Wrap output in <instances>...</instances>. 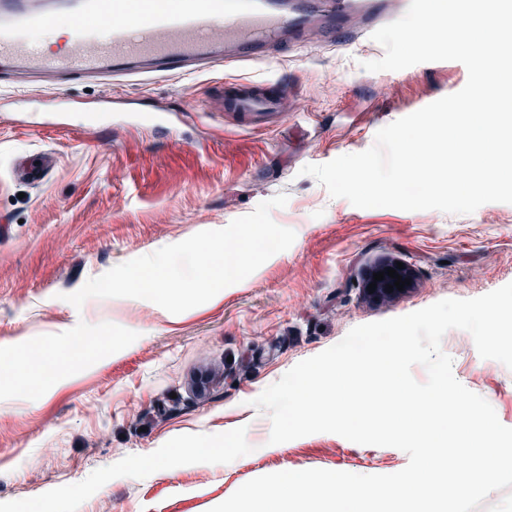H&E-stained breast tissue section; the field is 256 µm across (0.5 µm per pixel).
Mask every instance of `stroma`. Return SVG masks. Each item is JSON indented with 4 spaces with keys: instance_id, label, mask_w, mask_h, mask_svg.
Wrapping results in <instances>:
<instances>
[{
    "instance_id": "obj_1",
    "label": "stroma",
    "mask_w": 512,
    "mask_h": 512,
    "mask_svg": "<svg viewBox=\"0 0 512 512\" xmlns=\"http://www.w3.org/2000/svg\"><path fill=\"white\" fill-rule=\"evenodd\" d=\"M305 42L234 70L132 80L126 93L143 100L137 125L107 111L111 80L81 78L25 89L31 112L68 98L66 128L21 125L15 88L0 81V357L28 376L15 391L0 374V512H210L265 474L407 465L397 448L332 433L270 443V420L253 401L355 326L512 282V204L452 215L330 197L303 166L367 150L379 129L461 90L468 72L457 61L365 71L362 62L384 54L367 35L333 46L309 31ZM235 78L281 83L277 128L199 117ZM164 111L181 112L182 134L151 133V115ZM37 151L57 160L47 181L12 180L13 159ZM280 193L288 203L271 216L294 243L221 300L180 314L141 299L66 302L114 266L224 228ZM382 259L409 264L412 288L368 295L365 274ZM441 347L457 380L512 427V370L481 358L463 330ZM231 437L241 449L222 458ZM200 444L213 458L193 455Z\"/></svg>"
}]
</instances>
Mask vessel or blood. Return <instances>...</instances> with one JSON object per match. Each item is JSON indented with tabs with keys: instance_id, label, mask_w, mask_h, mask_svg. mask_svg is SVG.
I'll list each match as a JSON object with an SVG mask.
<instances>
[{
	"instance_id": "b4317fda",
	"label": "vessel or blood",
	"mask_w": 512,
	"mask_h": 512,
	"mask_svg": "<svg viewBox=\"0 0 512 512\" xmlns=\"http://www.w3.org/2000/svg\"><path fill=\"white\" fill-rule=\"evenodd\" d=\"M410 0H68L63 10L38 0H0V72L152 80L199 70L233 69L300 43L311 23L337 42L353 17L365 30L393 20ZM70 32L51 47L45 34L59 14ZM222 110L235 126L275 125L279 97L268 82L225 84ZM55 166L40 152L15 161L13 177L39 183Z\"/></svg>"
}]
</instances>
